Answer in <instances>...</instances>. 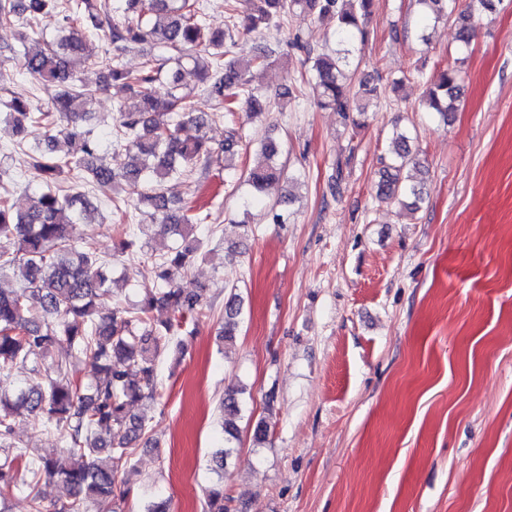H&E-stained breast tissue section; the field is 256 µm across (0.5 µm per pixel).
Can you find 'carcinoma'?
Returning a JSON list of instances; mask_svg holds the SVG:
<instances>
[{
    "instance_id": "carcinoma-1",
    "label": "carcinoma",
    "mask_w": 512,
    "mask_h": 512,
    "mask_svg": "<svg viewBox=\"0 0 512 512\" xmlns=\"http://www.w3.org/2000/svg\"><path fill=\"white\" fill-rule=\"evenodd\" d=\"M123 12L112 0H68L57 10L56 0H0V27L13 28L22 44L45 47L24 52V68L46 94L45 105L11 98L0 99L4 117L0 131L21 139L36 124L45 130L43 150L28 155V165L41 182L40 189L21 209L8 196H0V271L10 270L20 286L0 291V503L22 490L30 512H117L113 508L118 481L134 471L132 443L145 430V418L130 413V406L159 397V360L168 350H182L185 327L196 324L211 308L203 291L187 292L174 275L184 273L211 252L193 237L199 218L193 208L179 205L166 195V182L199 162L223 166L234 156L241 134L232 129L224 142L212 144L205 128L206 112L192 106L182 83L185 69L193 71L204 90L231 111L237 101L261 110L266 99L248 77L252 63L240 64L229 57L238 34H251L280 24L288 16L330 17L338 49L319 53L302 36L294 35L286 47L302 51L310 63L315 104L331 110L354 126L364 119L379 88L368 76L356 77L351 69L350 46L370 34L373 0H224L226 28L213 30L202 19L194 0H125ZM425 23L418 38L431 43L430 23L453 22L462 46L471 44L475 14L496 9L495 0H416ZM53 21L57 38L47 40ZM104 32L112 43V56L97 59L85 53L83 39ZM150 43L175 54L176 69L162 74L156 58L148 56L137 71L126 69L121 54L131 44ZM91 65L105 71L103 80L90 86L76 74V67ZM357 79L354 97L347 86ZM118 85L134 100L119 108L104 139L82 126L89 107L100 95ZM429 111L443 123L457 110L459 71L440 70L424 93ZM194 125L198 136L184 138L181 130ZM81 140V154H56L58 137ZM410 131H392L391 155L377 183L380 199L416 211L424 202L423 182L410 172L419 167ZM280 144L270 135L257 142L252 166L241 174L249 188L242 227L249 231V207L263 201L262 193L284 175L278 163ZM70 180L60 189L63 178ZM125 187L135 196L112 197L117 222L140 217V229L171 239L166 253L156 262L159 284L144 291L134 303L118 302L109 313H99L100 299L109 294L108 262L97 248L79 237L77 225L87 222L90 200L86 187ZM224 322L218 338L235 342L243 298L234 284L224 285ZM166 309L169 317L157 322L154 310ZM52 359L51 366L41 368ZM89 361L97 370L84 383L71 367ZM30 366L36 383L14 378L17 367ZM243 390L231 385L217 409L224 432V447L210 458L211 470H224V458L234 453L239 439ZM41 420L49 430L61 432L62 451L56 457H36L11 441L20 412ZM58 477L70 487V499L47 503L38 490L39 477ZM224 486L206 492L205 512H229Z\"/></svg>"
}]
</instances>
